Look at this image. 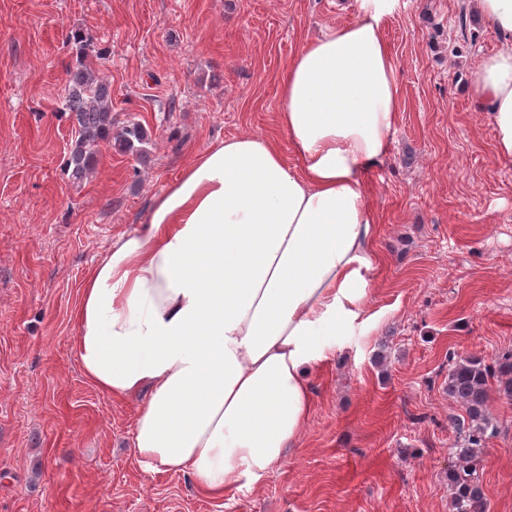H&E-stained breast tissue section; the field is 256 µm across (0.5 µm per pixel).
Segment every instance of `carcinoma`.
<instances>
[{
    "label": "carcinoma",
    "instance_id": "1",
    "mask_svg": "<svg viewBox=\"0 0 512 512\" xmlns=\"http://www.w3.org/2000/svg\"><path fill=\"white\" fill-rule=\"evenodd\" d=\"M70 42L75 48L77 63L68 72L64 100L74 128L65 171L71 181L80 184L96 171L100 144L111 142L118 152L141 160L146 158L149 138L146 128L138 122L112 131L110 86L85 57L88 37L81 31H74ZM448 362V396L466 413L461 418L452 417L459 446L452 449L455 462L448 470L451 506L453 512H487L476 465L487 442L498 432L487 410L489 379H500L506 396L512 397V348L499 352L490 364L477 356L453 352L448 355Z\"/></svg>",
    "mask_w": 512,
    "mask_h": 512
}]
</instances>
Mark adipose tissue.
<instances>
[{"label": "adipose tissue", "mask_w": 512, "mask_h": 512, "mask_svg": "<svg viewBox=\"0 0 512 512\" xmlns=\"http://www.w3.org/2000/svg\"><path fill=\"white\" fill-rule=\"evenodd\" d=\"M398 0L305 43L278 87L296 155L243 134L195 155L144 224L88 272L75 313L86 379L133 400V450L214 496L276 471L311 412L309 375L368 297L365 173L388 153L400 83L382 24ZM503 37L472 95L512 159V0H475Z\"/></svg>", "instance_id": "adipose-tissue-1"}]
</instances>
